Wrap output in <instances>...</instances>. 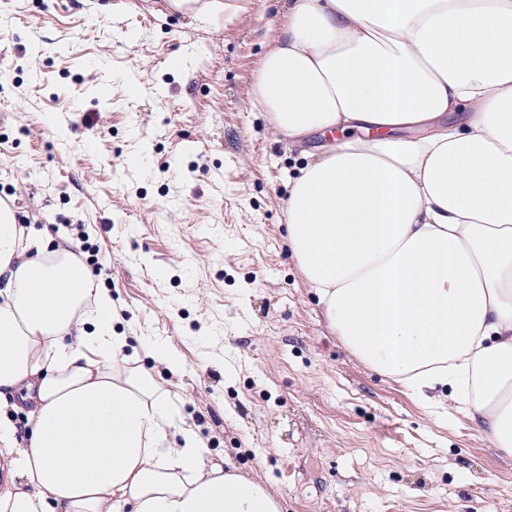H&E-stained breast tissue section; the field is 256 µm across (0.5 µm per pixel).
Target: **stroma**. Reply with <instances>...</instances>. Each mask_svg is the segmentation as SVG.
<instances>
[{"label": "stroma", "instance_id": "35a3bbf8", "mask_svg": "<svg viewBox=\"0 0 512 512\" xmlns=\"http://www.w3.org/2000/svg\"><path fill=\"white\" fill-rule=\"evenodd\" d=\"M228 2L214 24L166 0H0V195L84 247L128 335L171 341L179 372L143 366L283 512H512V458L328 329L283 206L327 138L289 147L252 106L289 0Z\"/></svg>", "mask_w": 512, "mask_h": 512}]
</instances>
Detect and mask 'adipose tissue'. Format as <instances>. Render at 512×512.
I'll return each mask as SVG.
<instances>
[{"instance_id": "adipose-tissue-1", "label": "adipose tissue", "mask_w": 512, "mask_h": 512, "mask_svg": "<svg viewBox=\"0 0 512 512\" xmlns=\"http://www.w3.org/2000/svg\"><path fill=\"white\" fill-rule=\"evenodd\" d=\"M253 105L298 145L287 243L329 329L427 412L455 405L512 457V0H292ZM350 129L378 131L366 141ZM119 308L68 243L0 215V512H282L140 363L170 342Z\"/></svg>"}]
</instances>
